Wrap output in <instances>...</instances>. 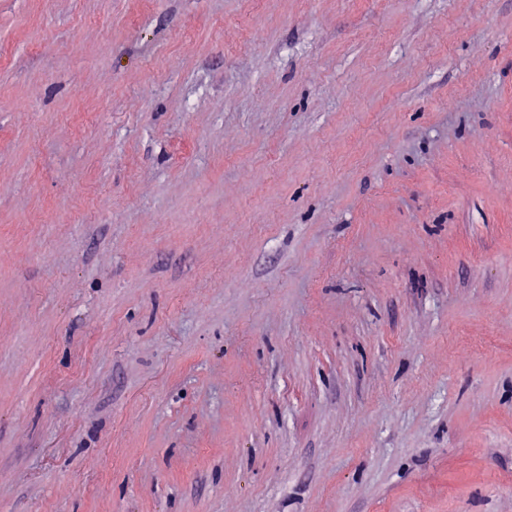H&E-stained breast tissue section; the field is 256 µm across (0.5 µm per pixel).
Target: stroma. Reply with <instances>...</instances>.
I'll list each match as a JSON object with an SVG mask.
<instances>
[{
    "mask_svg": "<svg viewBox=\"0 0 512 512\" xmlns=\"http://www.w3.org/2000/svg\"><path fill=\"white\" fill-rule=\"evenodd\" d=\"M0 512H512V0H0Z\"/></svg>",
    "mask_w": 512,
    "mask_h": 512,
    "instance_id": "stroma-1",
    "label": "stroma"
}]
</instances>
